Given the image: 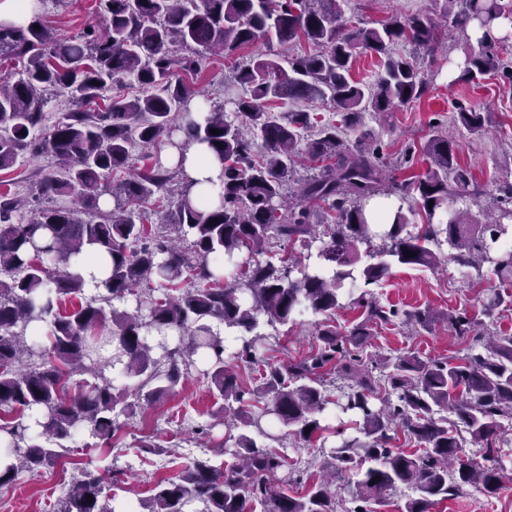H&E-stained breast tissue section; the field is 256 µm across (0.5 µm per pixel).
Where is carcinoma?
I'll return each mask as SVG.
<instances>
[{
    "instance_id": "cac0c4a2",
    "label": "carcinoma",
    "mask_w": 512,
    "mask_h": 512,
    "mask_svg": "<svg viewBox=\"0 0 512 512\" xmlns=\"http://www.w3.org/2000/svg\"><path fill=\"white\" fill-rule=\"evenodd\" d=\"M446 2L445 19L467 44L459 79L501 73L512 82V68L498 51L501 38L492 30L494 21L512 16V0ZM346 3L99 0L105 31L89 27L61 42L38 13L26 25L0 24V60L22 63L19 76L0 75V171L27 153H49L64 177L44 178L41 194L73 195L82 205L80 211L36 210L23 220L18 197L0 192V453L10 459L0 467V487L68 452L75 428L110 444L120 416L175 393L201 362L224 400L213 416L227 427L232 460L217 468L195 459L176 478L155 484L140 503L143 512H255L258 504L264 512H336L339 490L371 504L402 485L416 492L402 512H428L469 485L489 494L500 488L498 432L512 415V335L488 330L474 336L468 320L450 316L455 335L471 338L461 359L425 361L406 352L365 360L363 352L373 325L390 324L400 314L411 324L428 322L424 311L401 313L374 296L372 287L395 266L434 267L447 245L454 250L451 261L475 271V283L487 265L512 288V250L495 249L512 239V182L500 183L496 206L483 212L482 221L458 208L477 196L472 175L457 162L448 137L436 131L422 147L426 175L393 179L382 188L385 168L372 135L364 132L353 144L346 135L363 113L388 112L426 92L421 70L393 46L433 49L435 22L412 14L380 28L352 25L343 21ZM261 38L288 49L305 41L313 51L260 58L236 70L224 84L233 115L215 104L192 115L195 93L180 74H194L199 66L192 55L172 54L170 46L228 57ZM359 48L379 57L371 82L352 76ZM126 75L138 80L142 96L111 97L99 112L80 108L104 98ZM240 87L249 95H234ZM55 89L70 93L79 108L39 137L47 92ZM313 100L332 102L337 119L319 120L301 109ZM286 102L293 108L279 111ZM453 119L473 133L485 128V113L474 109L461 108ZM175 131L184 135L182 147L206 146L223 167L222 186L216 198L197 202L186 184L168 214L175 236L153 239L144 205L168 192L170 172L157 162L114 185L106 179L131 168L132 135L148 150ZM304 156L322 166L289 191L287 178ZM106 194L114 207L99 213ZM378 194L398 202L394 209L383 206L385 224L361 204ZM316 205L333 223L317 224ZM418 213L427 223L413 233L408 227ZM271 231L283 242L300 243L304 252L289 254L279 266L252 257L234 262L243 248L261 253ZM89 251L106 267L93 294L71 271L73 259ZM226 260L234 262L233 270L225 269ZM185 274L200 286L181 287ZM482 295L483 315L491 322L500 307L512 308L511 292L484 289ZM68 296L79 303L62 313L59 305ZM347 308L362 311L348 333L325 321L316 349L302 360L284 364L265 357L271 334L262 326H285L302 310L330 318ZM42 325L49 326L47 346L35 336ZM229 357L259 373L256 389L237 384ZM117 367L135 380L137 401L115 392L106 370ZM326 370L343 381L336 397L325 388ZM76 372L85 379L71 389ZM230 400L236 409L226 406ZM332 406L350 418L336 427L324 423ZM278 425L305 443L320 441L322 474L299 497L270 485L285 454L257 441L279 439L272 431ZM239 428L251 434H233ZM399 429L420 448L392 449ZM468 444L479 448L482 462L466 457ZM104 490L105 478L85 466L58 512H112Z\"/></svg>"
}]
</instances>
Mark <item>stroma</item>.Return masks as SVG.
Masks as SVG:
<instances>
[{
    "label": "stroma",
    "mask_w": 512,
    "mask_h": 512,
    "mask_svg": "<svg viewBox=\"0 0 512 512\" xmlns=\"http://www.w3.org/2000/svg\"><path fill=\"white\" fill-rule=\"evenodd\" d=\"M443 8V0H349L345 18L378 28L391 18L419 11L435 18ZM42 13L58 40L73 39L88 26L102 23L98 0H45ZM278 51L277 43L264 39L226 59L200 49L196 55L201 69L185 81L219 103L224 99V79L231 76L236 64ZM464 51L462 36L446 24L436 29L434 51L398 45L396 54L413 59L424 73L428 89L420 99L395 105L390 112L365 114L363 127L373 132L391 175L404 179L426 173L428 164L421 147L431 136L434 123H442L458 163L470 170L482 192L481 203L487 206L497 196L496 184L508 173L502 159L512 153V83L496 75L473 83L460 81ZM461 105L488 113L484 132L473 134L454 124L453 114ZM58 171L52 156L25 157L0 173V180L7 182L15 195L38 197L41 206L76 208V198L38 194L42 178ZM479 290L473 288L465 268L447 259L434 269L394 267L390 277L374 289L379 300L401 310H430L435 320L412 336L398 323L372 328L367 354L395 356L412 351L431 360L465 354L466 345L455 337L447 317L463 312L475 325H483ZM318 322V316L311 314L296 324L278 327L271 340V356L284 362L307 356L316 343ZM219 404L201 368L191 369L175 394L140 406L133 417L120 418L110 446L97 445L84 431L74 432L69 454L53 466L22 475L13 485L0 488V512H56L85 466L103 471L115 464L123 469L121 482L106 487L119 504L148 498L155 482L175 477L183 465L196 458L205 456L213 466H223L225 427L213 426L205 445L195 434L197 426L211 424V414ZM502 425L504 477L499 490L488 494L468 487L455 498L435 503L430 512H512V418L503 419Z\"/></svg>",
    "instance_id": "stroma-1"
}]
</instances>
